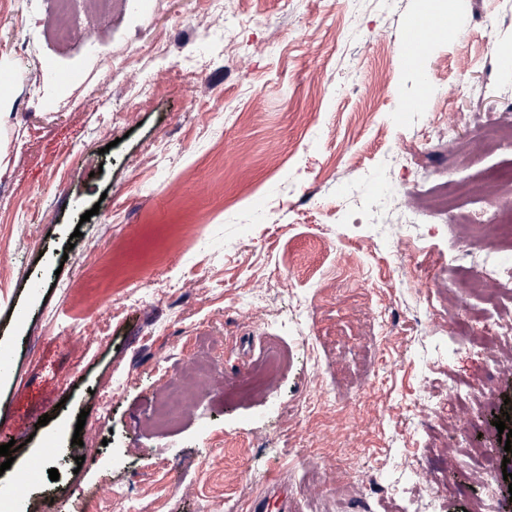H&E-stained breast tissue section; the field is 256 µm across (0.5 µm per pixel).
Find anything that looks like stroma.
I'll return each mask as SVG.
<instances>
[{"label": "stroma", "mask_w": 512, "mask_h": 512, "mask_svg": "<svg viewBox=\"0 0 512 512\" xmlns=\"http://www.w3.org/2000/svg\"><path fill=\"white\" fill-rule=\"evenodd\" d=\"M37 4L32 41L18 0H0V411L50 421L4 476L76 435L93 461L41 472L25 512H82L113 482L150 512H246L275 481L293 512H405L392 486L433 466L448 482L434 512H512V462L486 475L477 452L505 455L512 344H454L458 321L512 323V296L489 300L453 261L494 243L473 233L494 214L468 187L512 169V140L487 142L512 116V0ZM421 15L465 26L413 66ZM444 190L448 218L428 209ZM157 205L154 241L177 248L128 277L124 227ZM404 205L419 223H399ZM90 276L109 297L85 299ZM275 346L291 357L265 398L225 397ZM194 357L214 381L157 422ZM45 382L64 406L37 405ZM83 411L95 425L79 431Z\"/></svg>", "instance_id": "35a3bbf8"}]
</instances>
